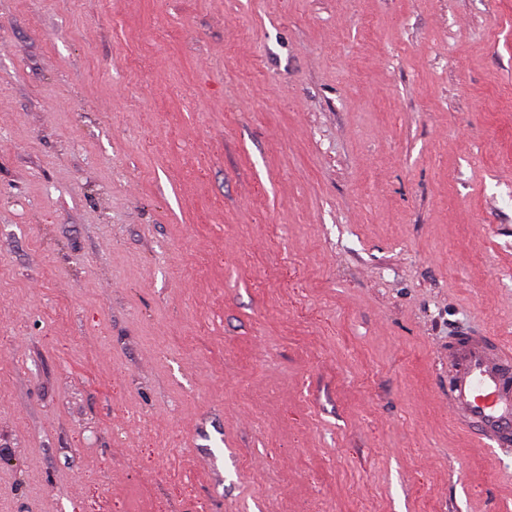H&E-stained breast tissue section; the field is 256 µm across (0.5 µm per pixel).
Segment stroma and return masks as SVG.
Wrapping results in <instances>:
<instances>
[{"instance_id": "35a3bbf8", "label": "stroma", "mask_w": 512, "mask_h": 512, "mask_svg": "<svg viewBox=\"0 0 512 512\" xmlns=\"http://www.w3.org/2000/svg\"><path fill=\"white\" fill-rule=\"evenodd\" d=\"M465 334L512 0H0V512H512Z\"/></svg>"}]
</instances>
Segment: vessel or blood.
I'll return each mask as SVG.
<instances>
[{
    "instance_id": "1",
    "label": "vessel or blood",
    "mask_w": 512,
    "mask_h": 512,
    "mask_svg": "<svg viewBox=\"0 0 512 512\" xmlns=\"http://www.w3.org/2000/svg\"><path fill=\"white\" fill-rule=\"evenodd\" d=\"M448 409L486 445L512 446V348L484 336L448 348Z\"/></svg>"
}]
</instances>
